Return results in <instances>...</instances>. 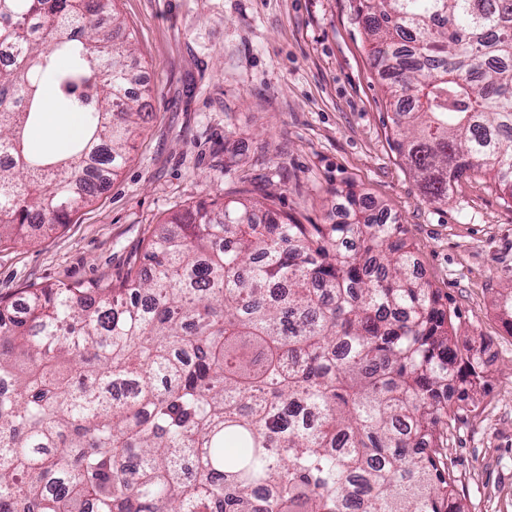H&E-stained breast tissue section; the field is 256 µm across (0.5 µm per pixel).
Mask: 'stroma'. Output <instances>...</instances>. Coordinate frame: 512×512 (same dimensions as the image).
<instances>
[{"label":"stroma","mask_w":512,"mask_h":512,"mask_svg":"<svg viewBox=\"0 0 512 512\" xmlns=\"http://www.w3.org/2000/svg\"><path fill=\"white\" fill-rule=\"evenodd\" d=\"M145 120L125 166L69 223L0 244V300L23 288L115 279L173 214L240 189L276 193L304 224L342 220L353 185L404 225L460 343L492 347L446 453L466 512H512V205L484 175L430 202L399 155L359 0H116Z\"/></svg>","instance_id":"1"}]
</instances>
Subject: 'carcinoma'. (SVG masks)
I'll list each match as a JSON object with an SVG mask.
<instances>
[{"instance_id":"1","label":"carcinoma","mask_w":512,"mask_h":512,"mask_svg":"<svg viewBox=\"0 0 512 512\" xmlns=\"http://www.w3.org/2000/svg\"><path fill=\"white\" fill-rule=\"evenodd\" d=\"M114 7L0 0V241L68 223L126 160L143 112ZM358 11L429 201L475 169L512 201V0ZM49 87L86 118L65 153L29 142ZM342 198L336 224L200 203L115 281L0 301V512H464L444 436L485 362L404 226Z\"/></svg>"}]
</instances>
